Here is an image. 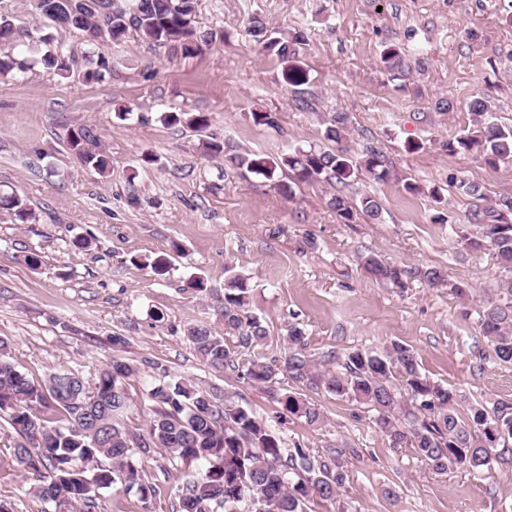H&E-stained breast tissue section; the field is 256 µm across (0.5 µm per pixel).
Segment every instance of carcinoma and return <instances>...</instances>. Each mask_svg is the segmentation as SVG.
<instances>
[{
  "mask_svg": "<svg viewBox=\"0 0 512 512\" xmlns=\"http://www.w3.org/2000/svg\"><path fill=\"white\" fill-rule=\"evenodd\" d=\"M196 5L197 0H37L40 13L62 30L96 36L105 32L114 41L134 32L186 57L213 41L211 32L194 25ZM249 33L279 58L285 84L308 83L309 70L295 49L299 35L270 32L256 16L250 19ZM15 35L12 25L0 20V75L29 69L27 61L14 55ZM40 63L57 76H68L65 55L57 48L47 51ZM108 68L105 58H90L83 78L99 81ZM471 109L472 127L446 143L448 153L475 154L489 166L512 162V126L494 121L495 106L488 100L475 99ZM161 120L171 125L183 122L197 131L209 127V119L200 114L166 112ZM348 124L349 117L342 112L325 121L327 147H298L278 158L234 153L228 162L270 181L277 170L286 168L291 183L278 184L283 195L292 196L293 186L300 182L324 183L334 189L327 205L342 223L353 224L361 215L376 220L381 215L376 197L354 198L346 190L362 172L377 181L386 179L388 164L375 146L351 153L343 145ZM94 140L88 128L68 136L71 150L84 164L104 174L105 156L89 149ZM468 223L481 230L499 268L496 296L478 310V325L487 340L481 358L512 364V196L501 195L489 206L474 205ZM361 263L370 276L394 285L402 284L406 274L375 253L361 257ZM248 299L246 278L226 268L219 310L224 334L203 325L186 330L197 357L212 369H228L265 390L290 415L319 424L318 408L278 387L281 374L299 381L311 374L302 353L304 330L288 326V353L280 366L246 359L267 336L261 320L247 315ZM154 369L161 379L148 390L152 416L140 434L125 423L130 408L127 382L136 368L124 359L107 361L90 382L61 369L42 384L0 357V420L20 437L10 447V456L29 483L28 491L44 504L41 512L62 505L97 512L100 490L111 487L136 491L143 509H148L155 489L145 480L142 462L155 452L184 466L177 487L180 512H307V502L315 497L336 499L345 482L343 471L316 464L299 444L287 447L235 395L204 390L187 378L169 375L161 365ZM317 380L327 392L375 411L374 422L392 447L413 449L439 473L454 468L482 472L491 467L497 449L512 445V403L476 402L460 416L456 391L423 374L414 351L400 343L379 352H349L344 371L328 370Z\"/></svg>",
  "mask_w": 512,
  "mask_h": 512,
  "instance_id": "1",
  "label": "carcinoma"
}]
</instances>
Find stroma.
Returning <instances> with one entry per match:
<instances>
[{
	"label": "stroma",
	"mask_w": 512,
	"mask_h": 512,
	"mask_svg": "<svg viewBox=\"0 0 512 512\" xmlns=\"http://www.w3.org/2000/svg\"><path fill=\"white\" fill-rule=\"evenodd\" d=\"M1 13L20 37V58L32 62L0 76V192L16 194L32 215L23 222L0 210V339L18 370L38 382L63 367L90 379L110 358H124L138 368L127 414L138 430L149 415L153 363L236 394L289 443L345 472L336 502L311 500L308 512H512V449L480 473H437L412 449L391 447L367 406L282 376L283 392L320 410L322 422L308 425L234 373L204 365L185 336L193 325L220 330L216 309L231 267L247 278L248 311L267 329L253 352L259 361L281 359L295 324L315 372L351 351L399 342L463 404L512 402V366L480 359L487 345L476 310L492 292L497 260L459 237L474 200L456 186L461 178L478 183L493 202L512 193V162L490 167L443 147L470 128L480 97L495 102L497 122L512 125V0H198L196 25L214 39L190 57L134 33L86 42L55 29L36 0H0ZM255 16L269 30L303 34L297 50L308 84H284L277 56L248 32ZM36 27L64 45L68 77L33 62L26 32ZM388 44L399 48L402 69L382 63ZM94 53L112 68L89 83L82 74ZM121 107L127 120L115 117ZM259 111L277 113L278 128L256 125ZM165 112L205 115L208 133L265 157L323 144L325 119L346 113L352 146H376L391 164L387 180L362 174L353 186L378 199L382 217L340 223L319 183L285 197L277 183L287 173L275 182L241 175L205 152L206 133L164 124ZM82 127L93 129L107 173L71 151L67 134ZM409 139L423 149L405 151ZM407 180L439 185L444 203L406 192ZM370 252L407 269L404 287L363 270L360 257ZM163 254L171 261L163 277L137 264ZM429 267L447 284L420 278ZM196 276L206 291L189 289ZM457 281L470 285V298L451 291ZM155 311L163 321L152 319ZM16 439L1 422L0 499L12 512H41L11 460ZM143 468L156 487L150 507L136 493L106 489L100 512H177L179 465L157 454Z\"/></svg>",
	"instance_id": "35a3bbf8"
}]
</instances>
